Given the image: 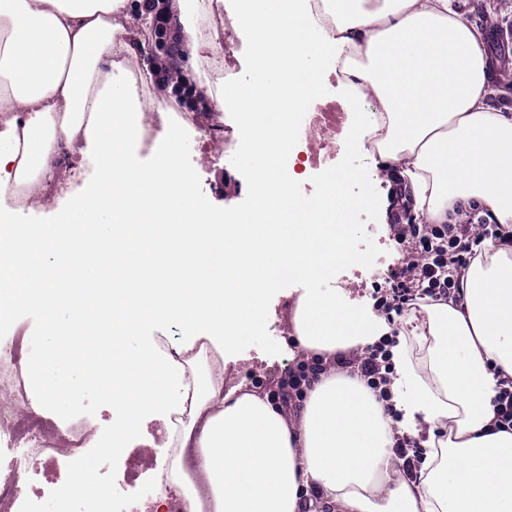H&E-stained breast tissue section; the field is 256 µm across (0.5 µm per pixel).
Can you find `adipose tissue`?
<instances>
[{"label":"adipose tissue","mask_w":512,"mask_h":512,"mask_svg":"<svg viewBox=\"0 0 512 512\" xmlns=\"http://www.w3.org/2000/svg\"><path fill=\"white\" fill-rule=\"evenodd\" d=\"M194 4L165 7L169 43L193 68L209 46L189 19ZM230 4L251 37L253 89L206 82L199 92L251 136L252 202L222 225L195 204L193 172L172 163L181 123L158 132L151 166L127 162L143 117L132 74L153 79L130 45L144 13L129 0H0V319L42 311L62 338L47 363L79 360L85 385L118 412L112 451L162 421L166 480L186 512H303L312 491L318 512H512V430L489 429L498 377H512V244L485 241L459 277L458 300L411 313L408 337L391 348L389 400L332 373L292 417L229 379L232 349L265 327L281 274L324 280L356 262L349 216L374 204L379 177L401 174L421 223L475 212L512 232V113L491 97L483 31L457 0ZM324 59L348 90L350 138L381 161L334 175L329 213L287 191L267 162L281 115L321 94ZM76 151L97 178L75 218L26 223L24 202L50 196L62 157ZM351 180L364 191L349 195ZM155 322L180 323L182 340L125 350ZM288 326L293 361L389 332L371 307L303 288ZM418 433L423 466L411 482L398 477L393 446Z\"/></svg>","instance_id":"obj_1"}]
</instances>
